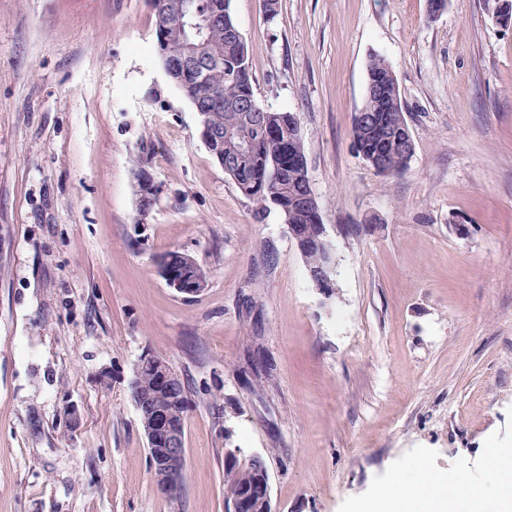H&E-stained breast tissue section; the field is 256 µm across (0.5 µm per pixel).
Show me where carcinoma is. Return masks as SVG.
Here are the masks:
<instances>
[{
	"instance_id": "obj_1",
	"label": "carcinoma",
	"mask_w": 512,
	"mask_h": 512,
	"mask_svg": "<svg viewBox=\"0 0 512 512\" xmlns=\"http://www.w3.org/2000/svg\"><path fill=\"white\" fill-rule=\"evenodd\" d=\"M199 12L201 36L179 29V14L184 0H150L155 17V27L165 25L156 35V52L169 77L178 86H188V100L194 109L202 113L203 128L210 134H220V139L210 144L213 156L228 160L239 154L240 138L248 139L251 154L239 159L237 165L224 166L239 189L256 202L264 211L269 205L276 206L285 222L298 227L297 245L308 269L323 264V253L316 240L323 231L317 205L300 207L294 203L296 188L309 185L306 156L300 127L291 112L265 114L266 125L276 128L280 140L267 139L262 125L251 124L247 114L237 110L234 104L254 97L253 78L248 53L243 38L230 32L236 27L231 12V0H193ZM204 39L202 52L210 64L201 75L175 68L172 61L180 58L187 44ZM369 80L381 86L382 97H366L363 109L380 112L388 118V126L402 130L406 120L399 100L398 87L393 72L385 60L375 58L369 65ZM352 134L355 144L371 157L387 148L383 139L371 133L358 121H353ZM179 275L206 282L204 273L197 265H190L184 253L169 251L159 259ZM138 394L151 398L154 404L167 411L171 429L184 435L189 411V398L184 383L159 381L154 370L145 366L135 379ZM264 462L255 459L241 467L237 460L224 465V486L233 497L260 491L265 481Z\"/></svg>"
}]
</instances>
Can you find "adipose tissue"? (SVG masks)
<instances>
[{"label":"adipose tissue","mask_w":512,"mask_h":512,"mask_svg":"<svg viewBox=\"0 0 512 512\" xmlns=\"http://www.w3.org/2000/svg\"><path fill=\"white\" fill-rule=\"evenodd\" d=\"M413 465L397 467L377 494L352 512H502L512 503V483L502 482L485 493L465 472L432 473L423 486L413 484Z\"/></svg>","instance_id":"obj_1"}]
</instances>
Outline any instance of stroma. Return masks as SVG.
I'll use <instances>...</instances> for the list:
<instances>
[{"label": "stroma", "instance_id": "obj_1", "mask_svg": "<svg viewBox=\"0 0 512 512\" xmlns=\"http://www.w3.org/2000/svg\"><path fill=\"white\" fill-rule=\"evenodd\" d=\"M231 10L258 104L298 119L332 298L208 149L147 0H0V512H225L230 451L275 512H350L417 460V483L512 469V26L487 0ZM375 57L415 148L398 176L353 143ZM170 250L200 294L167 285ZM147 352L190 401L173 495L130 393ZM185 253L179 251H169L166 254L162 255L159 259V266H165L174 271H177L180 276H184L186 281L189 279L198 280V288L199 292L205 287L206 278L204 273L200 269V267L194 262V266L189 265L184 259ZM188 276V277H186ZM203 286H201V284Z\"/></svg>", "mask_w": 512, "mask_h": 512}]
</instances>
